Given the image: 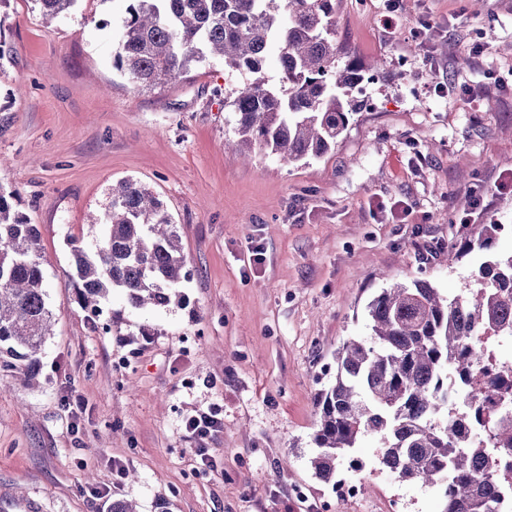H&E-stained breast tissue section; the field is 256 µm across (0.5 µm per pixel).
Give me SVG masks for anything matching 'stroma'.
I'll list each match as a JSON object with an SVG mask.
<instances>
[{
	"mask_svg": "<svg viewBox=\"0 0 512 512\" xmlns=\"http://www.w3.org/2000/svg\"><path fill=\"white\" fill-rule=\"evenodd\" d=\"M125 6L78 0L48 23L37 0H0V189L38 229L55 318L36 384L0 373V512H106L99 489L139 512H326L315 396L337 349L369 335L366 304L393 282L474 286L467 201L512 251V191L497 188L512 172V0H400L390 36L385 0H336V62L367 67L365 105L331 151L291 164L229 151L244 77L223 58L135 92L113 64ZM423 19L425 45L411 36ZM438 82L467 92L438 96ZM126 179L163 202L192 275L182 306L114 295L95 323L72 249L99 241L92 219ZM451 248L465 253L452 267ZM203 411L223 427L199 443L184 421ZM358 457L337 479L365 493L343 512H441L437 489L395 481L373 442Z\"/></svg>",
	"mask_w": 512,
	"mask_h": 512,
	"instance_id": "stroma-1",
	"label": "stroma"
}]
</instances>
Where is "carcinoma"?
Masks as SVG:
<instances>
[{
    "instance_id": "carcinoma-1",
    "label": "carcinoma",
    "mask_w": 512,
    "mask_h": 512,
    "mask_svg": "<svg viewBox=\"0 0 512 512\" xmlns=\"http://www.w3.org/2000/svg\"><path fill=\"white\" fill-rule=\"evenodd\" d=\"M56 18L75 0H37ZM288 12V23L278 18ZM279 82L263 67L271 52ZM336 0H128L115 67L137 90L186 74L210 55L251 78L235 90V151L258 148L290 163L320 158L360 111L363 68L336 66ZM102 243L73 249L78 300L99 313L123 293L134 305L183 304L191 276L177 225L163 203L127 180L112 189ZM504 225L478 224L486 251L478 287L453 298L427 280L394 284L367 305L370 335L336 351L335 383L316 394L311 458L329 482L338 466H358L366 439L398 482L444 487L442 512H512L495 486L512 472V378L483 369L479 336H512V252L492 251ZM54 316L48 307L38 230L0 191V372L21 370L27 383ZM469 394L467 418L452 415L448 394ZM503 450L501 469L483 466V443Z\"/></svg>"
}]
</instances>
